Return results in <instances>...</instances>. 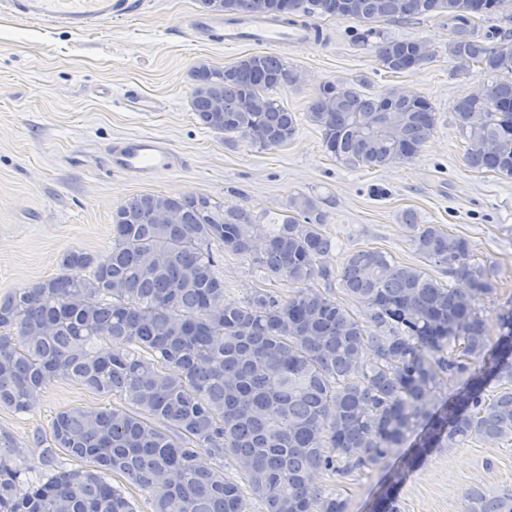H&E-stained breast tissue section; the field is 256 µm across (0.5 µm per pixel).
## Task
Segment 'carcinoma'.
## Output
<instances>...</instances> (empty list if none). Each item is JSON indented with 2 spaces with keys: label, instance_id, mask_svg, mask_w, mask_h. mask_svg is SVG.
<instances>
[{
  "label": "carcinoma",
  "instance_id": "1",
  "mask_svg": "<svg viewBox=\"0 0 512 512\" xmlns=\"http://www.w3.org/2000/svg\"><path fill=\"white\" fill-rule=\"evenodd\" d=\"M236 24L244 16L308 28L312 15L401 20L440 16L453 23L448 56L503 75L482 95L452 106L477 171L512 178V30L474 37L475 17L498 15L512 0H201ZM426 45L391 39L377 46L392 73L422 66ZM191 109L229 142L260 150L287 144L296 113L275 97L301 74L281 57L252 52L225 67L197 62ZM306 118L350 170H381L414 160L438 115L424 97L394 90L364 95L329 82ZM327 202L288 197L281 221L259 235V219L202 193L141 194L112 214V250L98 259L74 247L61 272L0 298V409L29 410L34 393L74 381L124 406L60 410L50 443L35 439L49 474L30 466L0 431V512H136L108 477L121 475L149 497L150 512H240L243 490L262 512H346L311 474L345 477L382 460L416 434L406 465L435 448L512 438V307L497 337L479 315L480 296L497 288L492 265L471 262L469 239L402 220L411 245L445 269L452 288L422 267L392 262L376 248L333 262L322 232ZM248 259L288 290L261 289L239 306L224 303L214 248ZM83 268L81 278L67 270ZM319 280L321 291L309 286ZM339 283L361 314L331 292ZM124 345L103 353L97 342ZM374 352L362 368L364 349ZM455 384L435 406L444 382ZM499 385L494 395L490 384ZM63 453L82 463L63 468ZM206 453L216 466L199 465ZM230 458L246 488L224 476ZM397 475L370 512H397ZM467 512H512V490L467 493Z\"/></svg>",
  "mask_w": 512,
  "mask_h": 512
}]
</instances>
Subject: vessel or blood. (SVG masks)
I'll return each instance as SVG.
<instances>
[{"mask_svg":"<svg viewBox=\"0 0 512 512\" xmlns=\"http://www.w3.org/2000/svg\"><path fill=\"white\" fill-rule=\"evenodd\" d=\"M145 5L146 0H0V11L84 33L112 19L140 14ZM303 40L301 30L251 20L224 31V43L228 46L244 43L263 46ZM174 159L167 141L148 135L125 139L107 151V162L112 171L133 179L152 178L173 171Z\"/></svg>","mask_w":512,"mask_h":512,"instance_id":"obj_1","label":"vessel or blood"}]
</instances>
